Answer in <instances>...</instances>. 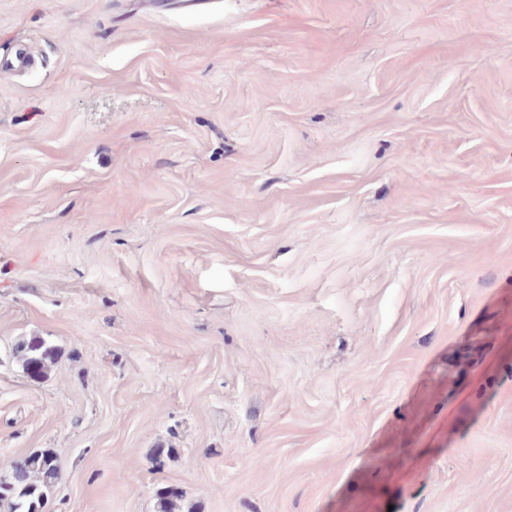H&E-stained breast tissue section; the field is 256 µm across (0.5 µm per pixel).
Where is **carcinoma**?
I'll return each instance as SVG.
<instances>
[{
    "mask_svg": "<svg viewBox=\"0 0 512 512\" xmlns=\"http://www.w3.org/2000/svg\"><path fill=\"white\" fill-rule=\"evenodd\" d=\"M14 356L27 374L39 379L54 359L53 346L41 337L33 336L18 341ZM9 477L0 479V502L8 504V512H42L46 489L59 475L53 453L44 451L7 462ZM182 494L165 490L160 493V512H177Z\"/></svg>",
    "mask_w": 512,
    "mask_h": 512,
    "instance_id": "1",
    "label": "carcinoma"
}]
</instances>
